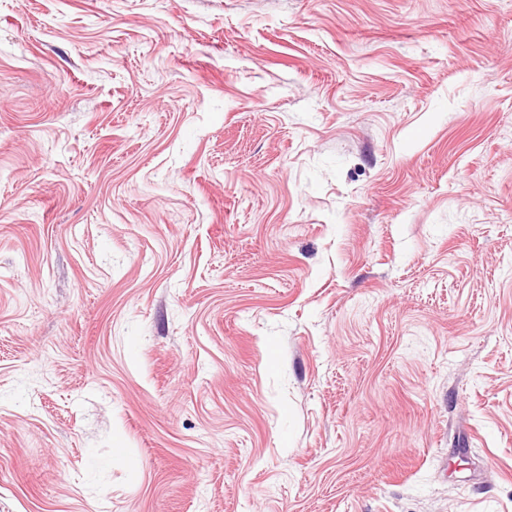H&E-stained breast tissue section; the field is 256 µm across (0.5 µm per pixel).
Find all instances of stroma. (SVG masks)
Segmentation results:
<instances>
[{"instance_id": "stroma-1", "label": "stroma", "mask_w": 512, "mask_h": 512, "mask_svg": "<svg viewBox=\"0 0 512 512\" xmlns=\"http://www.w3.org/2000/svg\"><path fill=\"white\" fill-rule=\"evenodd\" d=\"M0 512H512V0H0Z\"/></svg>"}]
</instances>
